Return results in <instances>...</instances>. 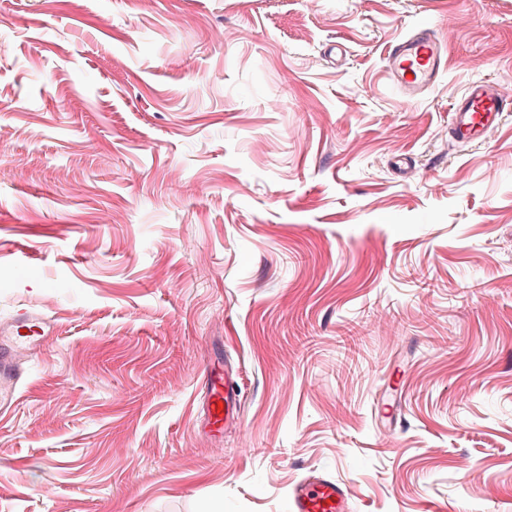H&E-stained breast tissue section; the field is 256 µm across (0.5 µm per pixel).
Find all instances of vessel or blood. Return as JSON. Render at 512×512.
Instances as JSON below:
<instances>
[{
	"instance_id": "1",
	"label": "vessel or blood",
	"mask_w": 512,
	"mask_h": 512,
	"mask_svg": "<svg viewBox=\"0 0 512 512\" xmlns=\"http://www.w3.org/2000/svg\"><path fill=\"white\" fill-rule=\"evenodd\" d=\"M385 70L403 97L422 100L446 74L448 51L427 26L389 45ZM512 96L490 81L471 82L452 96L448 129L460 142L480 140L497 129ZM54 320L41 310L18 309L0 321V415L13 411L29 378L27 363L54 336ZM238 374L232 364L210 366L202 408L213 436L232 424L240 403ZM346 485L328 473H315L297 481L288 492V512H349Z\"/></svg>"
}]
</instances>
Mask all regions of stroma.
<instances>
[{
    "instance_id": "obj_1",
    "label": "stroma",
    "mask_w": 512,
    "mask_h": 512,
    "mask_svg": "<svg viewBox=\"0 0 512 512\" xmlns=\"http://www.w3.org/2000/svg\"><path fill=\"white\" fill-rule=\"evenodd\" d=\"M424 23L408 103L383 58ZM475 80L512 86V0H0V318L57 327L0 512H286L310 471L512 512V112L456 142ZM384 63L403 97L418 102L447 73L448 51L430 27L418 26L389 45ZM240 397L238 374L232 364L209 366L202 408L206 425L214 437H219L224 428L232 424Z\"/></svg>"
}]
</instances>
